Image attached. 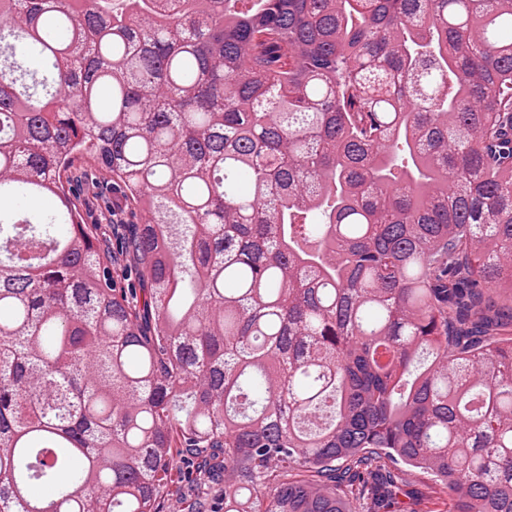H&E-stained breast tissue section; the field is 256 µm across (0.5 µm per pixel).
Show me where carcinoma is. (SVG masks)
Wrapping results in <instances>:
<instances>
[{
	"label": "carcinoma",
	"instance_id": "cac0c4a2",
	"mask_svg": "<svg viewBox=\"0 0 512 512\" xmlns=\"http://www.w3.org/2000/svg\"><path fill=\"white\" fill-rule=\"evenodd\" d=\"M113 2L0 0V512H512V0ZM86 161L77 159L72 168L73 186L76 188V203L83 223L91 227L100 240L109 248L112 260V275L118 286L134 283L139 288L135 275V263L127 250V238L132 224H141V215L125 202L121 189L104 176H100L92 187L86 178ZM395 473L401 480L409 484L406 489H413L415 492L413 500L405 498L407 503H412L409 504V507L413 508V511L446 512L445 510H448L444 505V499H447L448 502V495L433 493L434 491H439V486L432 476L413 469L411 472L396 471Z\"/></svg>",
	"mask_w": 512,
	"mask_h": 512
}]
</instances>
